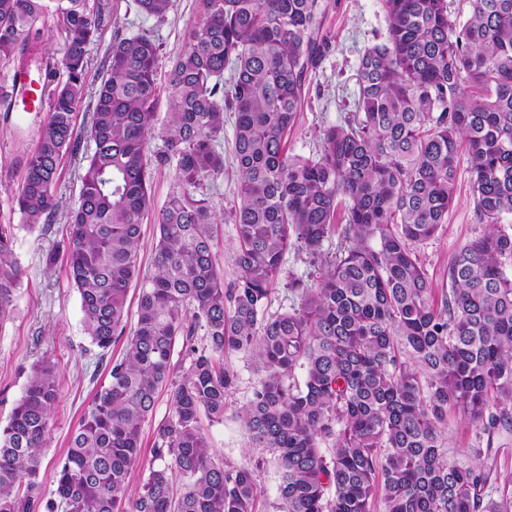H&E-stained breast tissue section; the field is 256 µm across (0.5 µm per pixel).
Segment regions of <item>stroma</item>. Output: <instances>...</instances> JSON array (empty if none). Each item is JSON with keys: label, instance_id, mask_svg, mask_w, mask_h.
Instances as JSON below:
<instances>
[{"label": "stroma", "instance_id": "35a3bbf8", "mask_svg": "<svg viewBox=\"0 0 512 512\" xmlns=\"http://www.w3.org/2000/svg\"><path fill=\"white\" fill-rule=\"evenodd\" d=\"M321 34L329 48L305 83V98L295 127L288 135V150L303 156L315 155L324 129L344 124L355 110L356 73L368 47L386 35L383 0H322ZM116 6V22L125 33L150 32L160 45L157 70L159 88H166L172 58L184 47L188 29L198 19L197 0H174L165 21L137 13L134 0H107ZM45 112H26L20 100L0 99V224L12 225L15 261L19 271L8 317L0 319V426L6 425L23 393L32 367L48 358L57 365L58 395L52 409L47 441L41 450L37 480L43 489L53 487L58 462L85 409L101 386L107 385L109 367L99 358L82 324L80 296L72 287L65 255L56 249L67 237V216L79 200L81 166L63 159L55 184L62 206L50 227H30L18 211L14 195L23 176V160L35 149ZM487 225L475 213L467 162H459L454 200L448 219L438 232L418 249L420 262L434 288H448V266L465 243L484 234ZM54 265H47L49 255ZM239 383L221 421L202 419L216 457L230 464L248 462L258 454L253 448L240 412L248 401L257 375L240 354L230 356ZM169 412L167 395H160L153 415L142 430L140 458L130 475L131 489L140 488L153 463V429ZM448 454L468 460L473 449L492 445L491 461L504 473H512V432L480 438L475 426L461 410L448 411L446 430Z\"/></svg>", "mask_w": 512, "mask_h": 512}]
</instances>
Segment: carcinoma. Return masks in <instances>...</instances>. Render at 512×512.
Instances as JSON below:
<instances>
[{"mask_svg": "<svg viewBox=\"0 0 512 512\" xmlns=\"http://www.w3.org/2000/svg\"><path fill=\"white\" fill-rule=\"evenodd\" d=\"M164 21L173 0H135ZM385 40L357 71L356 111L317 155L291 154L305 74L327 43L320 0H198L171 63L157 125L160 44L117 29L106 75L89 89L87 47L108 22L89 0H0V59L57 16L64 53L18 211L31 226L59 211L62 159L93 143L62 252L85 333L105 356L126 338L110 381L72 433L55 488L36 480L57 399L56 365H36L0 427V512H260V462L216 458L201 415L224 418L242 354L258 378L241 420L279 470L276 512H512V474L448 458V409L479 433L512 430V0H384ZM230 78L224 79V71ZM86 126L78 128L83 104ZM236 113L233 269L215 263L224 220L210 191L224 175V112ZM160 130L163 145L150 151ZM465 146L472 196L489 224L448 266L436 297L417 249L445 223ZM175 189L154 215V271L141 275L151 179ZM345 206L342 225L337 212ZM308 279L286 273L291 248ZM289 307L272 309L282 279ZM18 281L14 232L0 225V318ZM139 284L136 325L127 299ZM188 368H183V364ZM168 416L139 491L129 475L162 390Z\"/></svg>", "mask_w": 512, "mask_h": 512, "instance_id": "1", "label": "carcinoma"}]
</instances>
